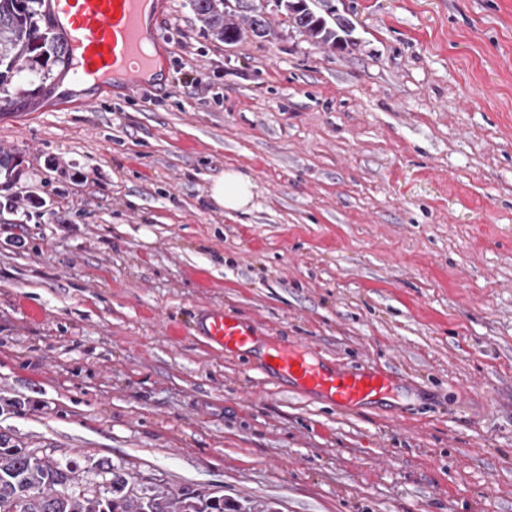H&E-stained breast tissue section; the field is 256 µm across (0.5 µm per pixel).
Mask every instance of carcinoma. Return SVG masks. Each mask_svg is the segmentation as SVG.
Returning a JSON list of instances; mask_svg holds the SVG:
<instances>
[{"instance_id": "carcinoma-1", "label": "carcinoma", "mask_w": 512, "mask_h": 512, "mask_svg": "<svg viewBox=\"0 0 512 512\" xmlns=\"http://www.w3.org/2000/svg\"><path fill=\"white\" fill-rule=\"evenodd\" d=\"M259 0H193L204 29L217 40L232 44L247 32L270 35ZM44 0H0V93L8 92L15 75L27 68L46 77L52 68L65 69L68 54L62 39L44 17ZM281 9L293 27L315 44L345 49L353 44L349 31L336 20V12H313L299 0H282ZM81 465L36 449L23 448L12 436L0 433V512H275L242 504L213 492L185 487H147L139 478L106 460L91 463L88 471L107 475L111 492L79 482Z\"/></svg>"}]
</instances>
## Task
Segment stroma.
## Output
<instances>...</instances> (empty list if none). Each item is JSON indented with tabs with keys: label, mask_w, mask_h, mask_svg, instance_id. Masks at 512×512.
Here are the masks:
<instances>
[{
	"label": "stroma",
	"mask_w": 512,
	"mask_h": 512,
	"mask_svg": "<svg viewBox=\"0 0 512 512\" xmlns=\"http://www.w3.org/2000/svg\"><path fill=\"white\" fill-rule=\"evenodd\" d=\"M157 89L0 106V432L279 512H512V0H335L352 48L166 0ZM249 174V211L208 198ZM393 372L340 411L193 329ZM224 1L193 0L198 20L217 40L232 44L239 41L246 32L256 37L270 35L265 13L254 6L261 0H234V8L224 6ZM266 2L261 1L264 9ZM194 330L234 356H248L263 333L257 324H246L235 313L208 308L197 314Z\"/></svg>",
	"instance_id": "1"
}]
</instances>
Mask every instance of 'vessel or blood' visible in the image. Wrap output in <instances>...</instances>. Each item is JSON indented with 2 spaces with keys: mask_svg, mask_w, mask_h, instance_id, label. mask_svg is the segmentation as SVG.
<instances>
[{
  "mask_svg": "<svg viewBox=\"0 0 512 512\" xmlns=\"http://www.w3.org/2000/svg\"><path fill=\"white\" fill-rule=\"evenodd\" d=\"M57 31L69 51L66 79L104 88L113 77L141 83L166 56L154 49L159 20L146 11V0H48ZM194 330L225 353L249 355L262 334L258 325L221 309H203ZM263 373L290 381L299 392L327 397L342 409H358L386 400L394 378L367 364L352 371L302 355L297 343L280 341L259 363Z\"/></svg>",
  "mask_w": 512,
  "mask_h": 512,
  "instance_id": "b4317fda",
  "label": "vessel or blood"
}]
</instances>
